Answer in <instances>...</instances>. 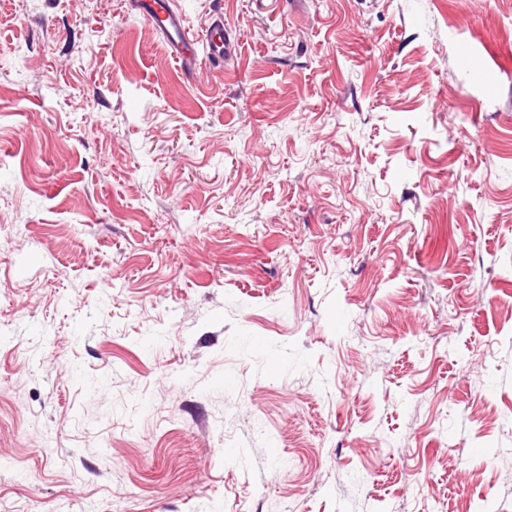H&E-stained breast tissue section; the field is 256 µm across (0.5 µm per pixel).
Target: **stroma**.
Returning <instances> with one entry per match:
<instances>
[{"label":"stroma","mask_w":512,"mask_h":512,"mask_svg":"<svg viewBox=\"0 0 512 512\" xmlns=\"http://www.w3.org/2000/svg\"><path fill=\"white\" fill-rule=\"evenodd\" d=\"M171 2L0 0V512H512V0ZM133 5L148 15L150 22L162 32L170 54L180 63L183 73L196 77L200 70L224 59V55L231 50L230 44L225 42L224 21L221 18L212 20L202 35L197 37L190 33L172 4L167 3L164 8L156 0H135ZM199 40L208 49L206 58L199 59L197 55Z\"/></svg>","instance_id":"obj_1"}]
</instances>
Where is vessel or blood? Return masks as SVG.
I'll return each instance as SVG.
<instances>
[{
    "mask_svg": "<svg viewBox=\"0 0 512 512\" xmlns=\"http://www.w3.org/2000/svg\"><path fill=\"white\" fill-rule=\"evenodd\" d=\"M134 6L148 15L150 22L162 32L165 43L172 57L179 62L182 72L197 75L212 62L222 60L229 53L230 45L224 38V22L214 19L202 35L190 33L181 14L173 5L162 6L157 0H135ZM207 48L206 57H198L197 44Z\"/></svg>",
    "mask_w": 512,
    "mask_h": 512,
    "instance_id": "1",
    "label": "vessel or blood"
}]
</instances>
